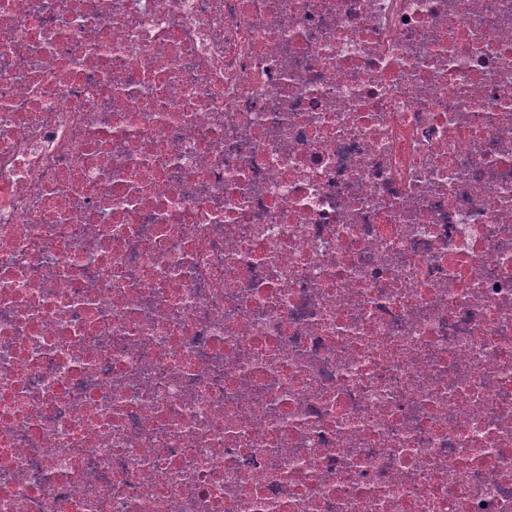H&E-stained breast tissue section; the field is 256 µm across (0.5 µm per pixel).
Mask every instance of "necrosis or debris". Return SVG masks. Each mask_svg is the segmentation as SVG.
<instances>
[{
    "mask_svg": "<svg viewBox=\"0 0 512 512\" xmlns=\"http://www.w3.org/2000/svg\"><path fill=\"white\" fill-rule=\"evenodd\" d=\"M0 512H512V0H0Z\"/></svg>",
    "mask_w": 512,
    "mask_h": 512,
    "instance_id": "4bbe7bcc",
    "label": "necrosis or debris"
}]
</instances>
